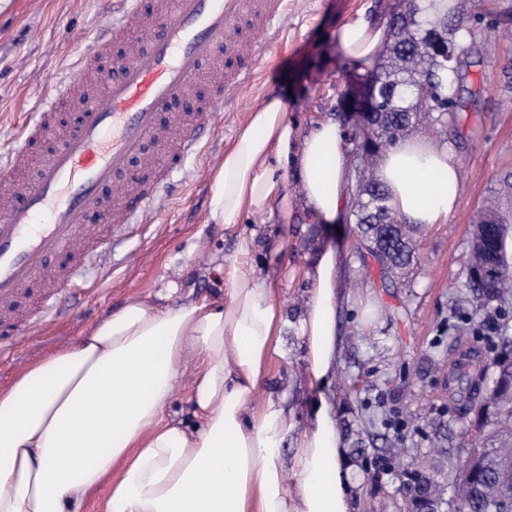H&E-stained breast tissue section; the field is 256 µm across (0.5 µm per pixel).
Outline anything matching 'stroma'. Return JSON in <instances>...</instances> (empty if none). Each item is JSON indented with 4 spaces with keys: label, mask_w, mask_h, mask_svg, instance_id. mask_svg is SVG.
<instances>
[{
    "label": "stroma",
    "mask_w": 512,
    "mask_h": 512,
    "mask_svg": "<svg viewBox=\"0 0 512 512\" xmlns=\"http://www.w3.org/2000/svg\"><path fill=\"white\" fill-rule=\"evenodd\" d=\"M485 2L496 28L472 29L466 46L473 64L455 88L453 118L416 129L458 153L462 182L448 222L418 234L417 264L389 277L364 265L365 244L352 230L355 219L348 209L333 228L312 220L297 201L286 219L265 224L249 217L227 228L208 217L211 173L250 108L267 94L282 96L300 125L330 118L350 131L342 95L357 89L368 73L343 58L333 33L362 9L388 22L398 3L290 0L282 42L262 57L253 85L213 117L210 143L178 172L169 201L148 222L133 225L122 253L88 267L64 316L17 337L14 356L0 359V387L120 310L129 297L155 292L160 279L177 281L183 294L195 298H223L226 285L214 261L249 237L252 267L276 280L287 324L283 353L274 357L262 388L286 393L293 424L303 429L314 391L295 327L310 300L306 268L318 252L332 248L345 267L341 351L324 389L337 425L365 405L377 418L403 423L405 447L427 455L436 451L434 425L442 421L448 425L449 453L465 459L479 433L448 392V360L467 346L485 349L486 337L499 326L512 328V296L486 305L466 285L478 214L492 204L512 224V0ZM112 7L113 0H9L0 10V154L45 91L70 75Z\"/></svg>",
    "instance_id": "obj_1"
}]
</instances>
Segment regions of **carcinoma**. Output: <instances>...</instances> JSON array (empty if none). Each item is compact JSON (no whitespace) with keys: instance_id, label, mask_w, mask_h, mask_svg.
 <instances>
[{"instance_id":"1","label":"carcinoma","mask_w":512,"mask_h":512,"mask_svg":"<svg viewBox=\"0 0 512 512\" xmlns=\"http://www.w3.org/2000/svg\"><path fill=\"white\" fill-rule=\"evenodd\" d=\"M402 6L392 21L393 38L373 69L372 77L383 104L381 114L373 120L375 127L358 134L360 140L373 141L374 148L363 153L365 191L354 197L353 210L356 233L385 275L406 268L415 259V233L419 228L400 223L373 168L382 149L395 145L421 120H442V114L430 112L428 103L438 96H451L453 76L458 71L443 67L430 52L428 35L446 27L455 31L464 27L461 22L450 25L421 18L417 0H402ZM425 75L430 82L423 85ZM508 233L507 225L491 224L479 249L470 252L468 287H473V272L481 273L479 291L489 301L512 291V261L501 255ZM490 353L496 373L488 384L480 386L473 383L470 372L460 373V381L469 390V411L476 412L475 427L486 431L490 442L488 446L473 445L463 463L448 461V455L441 451L402 466V449L393 442L382 455L370 459L366 450L374 445L378 433L368 429L358 433V456L373 469L376 481L396 471L398 479L406 477L414 483L410 488L400 483V499H392L393 507L401 512H416L425 506L436 512H512V442L503 441L504 435L512 434V338L507 336V327L501 328V336L492 342Z\"/></svg>"}]
</instances>
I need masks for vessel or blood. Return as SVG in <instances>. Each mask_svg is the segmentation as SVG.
<instances>
[{"mask_svg":"<svg viewBox=\"0 0 512 512\" xmlns=\"http://www.w3.org/2000/svg\"><path fill=\"white\" fill-rule=\"evenodd\" d=\"M117 2L111 21L84 50L82 66H95L110 43L125 42L134 30L151 32L148 47L103 77L102 93L85 101L74 129L42 161L35 181L18 183L14 174L29 145L53 131L52 108L22 127L15 146L0 155L2 313L43 274L48 255L75 253L73 268L59 274L73 283L85 259L120 244L121 234L105 239L85 223L104 191L117 200L109 222H144L167 197L171 169L206 140L215 112L251 84L288 16V0H168L160 18L140 12L136 0ZM201 85L206 93L197 111L162 125L160 115Z\"/></svg>","mask_w":512,"mask_h":512,"instance_id":"vessel-or-blood-1","label":"vessel or blood"}]
</instances>
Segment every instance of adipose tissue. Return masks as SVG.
<instances>
[{"label": "adipose tissue", "instance_id": "ef3b65f1", "mask_svg": "<svg viewBox=\"0 0 512 512\" xmlns=\"http://www.w3.org/2000/svg\"><path fill=\"white\" fill-rule=\"evenodd\" d=\"M335 38L361 67L388 35L361 10ZM348 167L338 123L300 127L283 99L266 96L213 172L209 217L228 227L246 216L287 217L292 179L313 219L333 223L347 203ZM379 178L404 223L444 224L458 207L460 159L426 138L391 148ZM214 270L227 285L223 299L190 298L167 282L0 387V512H86L104 485L101 512H353L357 482L326 399L312 401L287 462L286 398L255 397L282 353L273 279L253 271L244 243ZM343 271L330 249L306 271L311 299L297 334L320 387L339 354ZM184 386L197 417L190 428L170 413Z\"/></svg>", "mask_w": 512, "mask_h": 512}]
</instances>
